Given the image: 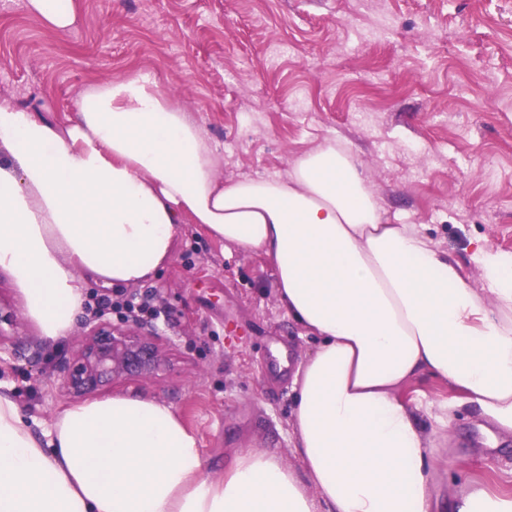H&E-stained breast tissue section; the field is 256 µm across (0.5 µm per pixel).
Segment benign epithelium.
<instances>
[{
  "label": "benign epithelium",
  "instance_id": "obj_1",
  "mask_svg": "<svg viewBox=\"0 0 512 512\" xmlns=\"http://www.w3.org/2000/svg\"><path fill=\"white\" fill-rule=\"evenodd\" d=\"M178 339L154 322L135 315L112 321L99 312L78 347L64 362L61 390L80 400L163 377L171 367Z\"/></svg>",
  "mask_w": 512,
  "mask_h": 512
}]
</instances>
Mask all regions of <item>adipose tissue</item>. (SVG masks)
<instances>
[{
    "label": "adipose tissue",
    "mask_w": 512,
    "mask_h": 512,
    "mask_svg": "<svg viewBox=\"0 0 512 512\" xmlns=\"http://www.w3.org/2000/svg\"><path fill=\"white\" fill-rule=\"evenodd\" d=\"M57 32L77 0H26ZM66 121L0 96V270L49 343L70 336L83 276L147 280L183 224L273 262L279 299L317 344L293 376L300 468L245 449L207 471L165 402L73 405L36 434L0 385V512H512L478 483L443 499L437 439L460 410L512 434V255L480 240L484 282L415 224L391 223L334 141L278 176L224 181L217 145L149 75L88 84ZM423 377L448 394L406 396Z\"/></svg>",
    "instance_id": "ef3b65f1"
}]
</instances>
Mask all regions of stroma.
Here are the masks:
<instances>
[{"label":"stroma","mask_w":512,"mask_h":512,"mask_svg":"<svg viewBox=\"0 0 512 512\" xmlns=\"http://www.w3.org/2000/svg\"><path fill=\"white\" fill-rule=\"evenodd\" d=\"M69 33L48 30L23 0H0V94L55 119L79 91L116 74H150L224 153L222 176L285 173L333 139L353 155L396 224H417L482 287L470 241L512 255V0H79ZM87 309L49 346L0 271V326L18 350L0 362L26 418L45 430L69 400L58 362L98 310L136 296L179 337L163 380L125 395L174 406L199 435L210 474L241 450L299 467L292 370L314 340L280 303L274 267L182 225L171 262L129 286L88 281ZM450 461L443 494L480 483L512 497V435L489 448L458 413L439 433ZM499 470L484 467L489 451Z\"/></svg>","instance_id":"1"}]
</instances>
